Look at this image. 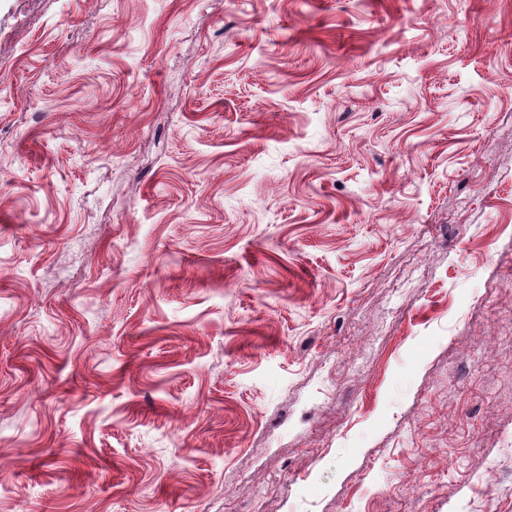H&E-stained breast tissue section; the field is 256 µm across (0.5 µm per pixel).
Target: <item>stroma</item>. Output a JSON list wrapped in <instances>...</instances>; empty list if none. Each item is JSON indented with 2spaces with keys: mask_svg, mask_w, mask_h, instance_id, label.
Listing matches in <instances>:
<instances>
[{
  "mask_svg": "<svg viewBox=\"0 0 512 512\" xmlns=\"http://www.w3.org/2000/svg\"><path fill=\"white\" fill-rule=\"evenodd\" d=\"M512 0H0V512H512Z\"/></svg>",
  "mask_w": 512,
  "mask_h": 512,
  "instance_id": "1",
  "label": "stroma"
}]
</instances>
